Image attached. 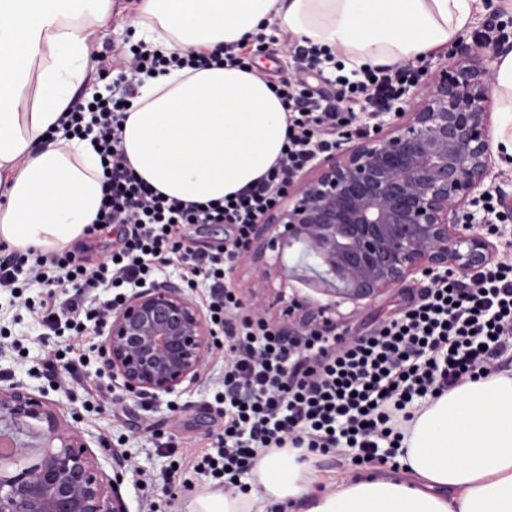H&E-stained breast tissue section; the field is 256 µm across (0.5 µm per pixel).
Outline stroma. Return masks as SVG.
Masks as SVG:
<instances>
[{
  "mask_svg": "<svg viewBox=\"0 0 512 512\" xmlns=\"http://www.w3.org/2000/svg\"><path fill=\"white\" fill-rule=\"evenodd\" d=\"M137 17L132 0H115L112 19L95 40L98 68L89 75L91 86H101L100 69L120 65L135 42ZM492 25L498 30V42L480 48L488 58H497L501 52L512 50V11L507 10L505 0H482V9L474 23L458 40L475 46L477 33ZM272 36L282 41L289 38L288 33L274 25L269 33L250 40L249 45L255 50V71L267 80L276 81L294 74L296 67L291 55L267 48L266 43ZM266 258L280 271L265 292L268 316L274 321L283 308L282 301L276 299L280 293L285 298L298 296L321 305L335 304L337 313L346 319L345 325L337 326V333L352 335L396 315L403 303L404 289L374 299H335L333 294L321 289L327 275L326 266L302 242L284 246L278 253L267 252ZM9 300V295L0 296V328L21 339L24 348L18 351L0 346V388L23 385L36 396L59 405L63 416H75V426L83 432L101 468L110 475L120 474L119 492L128 512H141V503L148 498L160 503V512H184L185 505L193 498L192 493L173 487L174 503L166 505L160 489L150 484H136L133 472L138 469L153 478L169 468L172 458L158 450L157 433L176 431L180 438L177 455L184 457L198 453L212 433L221 431L223 421L216 414L213 401V394L221 389L224 379V360L220 353L212 352L198 378L172 394L154 400L130 394L119 386L115 389L121 398L119 405L99 411L85 409L81 406L85 392L80 385L67 389L58 387L53 374L41 366L47 348L37 341L45 331L38 314L10 305Z\"/></svg>",
  "mask_w": 512,
  "mask_h": 512,
  "instance_id": "1",
  "label": "stroma"
}]
</instances>
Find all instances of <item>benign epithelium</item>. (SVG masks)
I'll use <instances>...</instances> for the list:
<instances>
[{
    "mask_svg": "<svg viewBox=\"0 0 512 512\" xmlns=\"http://www.w3.org/2000/svg\"><path fill=\"white\" fill-rule=\"evenodd\" d=\"M490 70L467 49L440 68L426 89L399 109L402 121L314 164L288 189L249 250L257 262L280 241H307L353 299L375 298L411 274L452 266L468 273L492 245L465 207L490 167ZM326 309L292 300L282 331L298 336ZM215 329L177 284L133 292L108 323L106 367L126 391L157 398L194 381L211 352ZM40 424L36 460L10 436ZM0 512H127L119 475L109 477L79 429L53 404L14 384L0 388Z\"/></svg>",
    "mask_w": 512,
    "mask_h": 512,
    "instance_id": "obj_1",
    "label": "benign epithelium"
}]
</instances>
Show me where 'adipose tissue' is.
Masks as SVG:
<instances>
[{"label": "adipose tissue", "mask_w": 512, "mask_h": 512, "mask_svg": "<svg viewBox=\"0 0 512 512\" xmlns=\"http://www.w3.org/2000/svg\"><path fill=\"white\" fill-rule=\"evenodd\" d=\"M114 0H0V244L43 254L86 240L102 199L100 156L65 138L90 40ZM482 0H140L139 38L186 56L247 42L279 23L347 70L394 67L447 48ZM493 152L512 166V51L494 67ZM288 111L237 67L142 77L121 146L139 179L186 203L221 201L274 167ZM398 470L321 483L299 450L272 448L245 493L220 490L186 512H512V366L465 381L417 410Z\"/></svg>", "instance_id": "adipose-tissue-1"}]
</instances>
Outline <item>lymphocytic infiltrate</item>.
Instances as JSON below:
<instances>
[{
    "mask_svg": "<svg viewBox=\"0 0 512 512\" xmlns=\"http://www.w3.org/2000/svg\"><path fill=\"white\" fill-rule=\"evenodd\" d=\"M293 53L301 72L332 68L336 76L327 91L302 76L276 84L289 112L280 161L231 202L185 203L155 191L126 160L120 134L126 105L137 94L135 80L174 66L246 69L250 53L243 44L185 58L159 57L143 46L130 51L113 70L112 91L103 103L77 105L64 122L72 135L92 136L107 163L102 220L87 234L94 239L102 228L116 226L110 255L96 265L76 250L0 256V290L30 310L37 305L25 297V289L34 283L45 287L48 299L37 307L44 327L58 337L104 335L123 288L154 284L167 266L181 267L186 288L208 283L206 310L224 336L216 344L224 352V389L215 395L224 428L211 435L191 466L231 493L247 492L241 477L269 448H304L354 465L388 464L398 454L404 424L414 417L413 406L489 375L512 350L511 263L486 262L466 281L452 272L432 276L398 316L343 342L318 328L284 335L225 286V275L248 246L255 225L279 206L288 188L319 155L359 135L360 113L377 118L397 110L406 86L418 78L408 66L348 72L316 46H298ZM190 224L228 225L232 243L211 252L190 250L183 236ZM94 291L96 304H87Z\"/></svg>",
    "mask_w": 512,
    "mask_h": 512,
    "instance_id": "lymphocytic-infiltrate-1",
    "label": "lymphocytic infiltrate"
}]
</instances>
